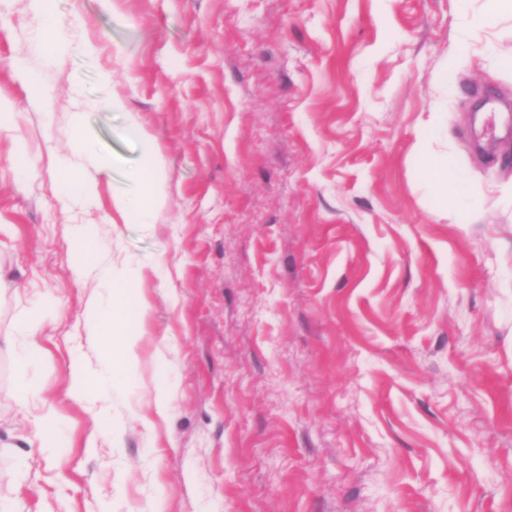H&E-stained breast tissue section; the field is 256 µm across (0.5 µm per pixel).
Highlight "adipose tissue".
Returning a JSON list of instances; mask_svg holds the SVG:
<instances>
[{
	"label": "adipose tissue",
	"mask_w": 512,
	"mask_h": 512,
	"mask_svg": "<svg viewBox=\"0 0 512 512\" xmlns=\"http://www.w3.org/2000/svg\"><path fill=\"white\" fill-rule=\"evenodd\" d=\"M126 133L141 142L143 150L149 155V168L143 177L138 199L133 201L118 195L114 197L113 205L120 213L145 224L152 211L164 202V166L162 160L154 155L148 137L136 121H129ZM413 153L429 181L436 187L445 188L449 180L454 179V161L445 156L433 155L426 135L418 136ZM87 315L96 322L91 334L102 357L111 363L113 370L130 368L135 359L137 325L144 315L143 310L131 304L129 299L116 297L106 305L91 300Z\"/></svg>",
	"instance_id": "obj_1"
}]
</instances>
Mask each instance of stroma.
<instances>
[{"label":"stroma","instance_id":"35a3bbf8","mask_svg":"<svg viewBox=\"0 0 512 512\" xmlns=\"http://www.w3.org/2000/svg\"><path fill=\"white\" fill-rule=\"evenodd\" d=\"M482 5L51 0L52 64L28 0H0V512H512V20ZM432 112L440 191L413 154ZM132 115L167 175L147 225L112 206L141 191ZM69 164L93 203H58ZM129 265L122 377L85 310ZM40 447H52L55 445L58 434L59 426L58 419L53 408H46L38 418L37 422Z\"/></svg>","mask_w":512,"mask_h":512}]
</instances>
